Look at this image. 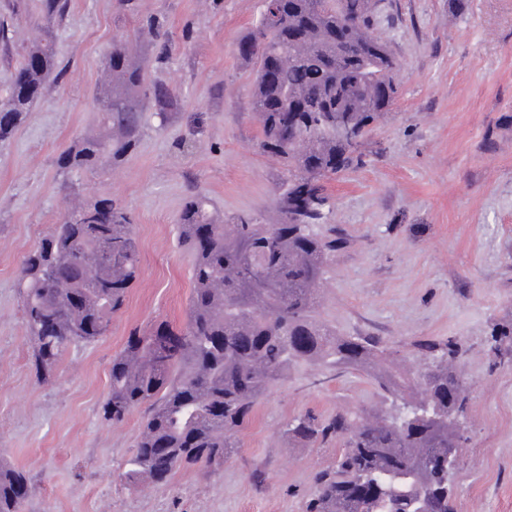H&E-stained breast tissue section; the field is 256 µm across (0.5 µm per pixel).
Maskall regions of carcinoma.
<instances>
[{
    "label": "carcinoma",
    "instance_id": "obj_1",
    "mask_svg": "<svg viewBox=\"0 0 512 512\" xmlns=\"http://www.w3.org/2000/svg\"><path fill=\"white\" fill-rule=\"evenodd\" d=\"M241 44L258 46L242 57L254 66V112L260 148L280 160L286 188L276 219L250 214L219 224L206 198L193 195L178 219V244L192 257L186 321L160 324L132 336L112 359L110 393L102 418L123 422L148 405L135 449L122 476L167 485L182 467L219 470L236 447L233 433L250 421L256 401L288 378L292 367L325 364L370 372L392 399L395 412L339 413L324 424L311 414L289 421L284 434L307 445L336 437V470L318 478L309 512H455L448 474L433 467L448 449L466 441L448 414L410 424L402 407L439 405L464 412L466 380L452 368L451 342L425 344V362L412 382L416 397L400 396V381L382 366L377 342L343 337L318 319L317 293L331 271L336 242L320 231L330 199L321 180L362 163L361 142L337 128L368 130L394 104L400 64L374 32L375 0H275ZM70 0H34L49 23L68 15ZM146 60L127 40L113 42L99 102L105 132L75 141L59 156L67 172L95 171L102 160L119 162L137 144L140 96L167 91L147 82ZM61 73L50 27L22 48L10 85L0 93V140L14 133ZM139 272V252L128 212L101 199L65 213L49 238L21 260L17 292L31 368L45 383L72 345L98 342L87 327L108 332ZM170 449L171 465L156 455ZM34 485L16 467L0 466V512H24Z\"/></svg>",
    "mask_w": 512,
    "mask_h": 512
}]
</instances>
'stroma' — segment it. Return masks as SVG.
Wrapping results in <instances>:
<instances>
[{"instance_id":"stroma-1","label":"stroma","mask_w":512,"mask_h":512,"mask_svg":"<svg viewBox=\"0 0 512 512\" xmlns=\"http://www.w3.org/2000/svg\"><path fill=\"white\" fill-rule=\"evenodd\" d=\"M262 5L71 0L53 27L63 75L0 142V458L36 485L26 512H306L340 444L288 441L285 423L392 408L363 371L303 365L259 399L219 472L186 467L160 488L121 478L141 414L103 420L112 358L135 330L185 320L192 259L178 245L177 219L186 202L203 195L220 218L274 215L285 172L258 147L253 66L238 53ZM0 20L10 36L1 87L33 22L11 14L9 0H0ZM149 22L161 36L140 52L150 80L172 95L167 119L141 99L132 152L94 173L60 170L62 150L102 131L110 44ZM374 28L400 63L398 95L368 133L362 164L326 183L322 232L342 244L318 317L337 335L379 338L408 359L423 342L457 344L469 441L453 476L456 510L512 512V363L493 353L494 329L512 322V0H384ZM75 197L126 209L141 270L107 336L70 348L40 383L18 271Z\"/></svg>"}]
</instances>
